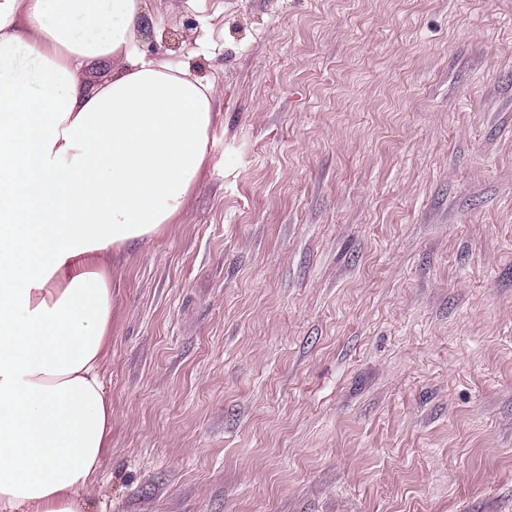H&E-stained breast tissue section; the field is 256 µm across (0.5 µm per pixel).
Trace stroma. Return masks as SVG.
Masks as SVG:
<instances>
[{
	"mask_svg": "<svg viewBox=\"0 0 512 512\" xmlns=\"http://www.w3.org/2000/svg\"><path fill=\"white\" fill-rule=\"evenodd\" d=\"M213 160L112 258L93 512H512V0H144Z\"/></svg>",
	"mask_w": 512,
	"mask_h": 512,
	"instance_id": "obj_1",
	"label": "stroma"
}]
</instances>
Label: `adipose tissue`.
Instances as JSON below:
<instances>
[{
	"label": "adipose tissue",
	"instance_id": "1",
	"mask_svg": "<svg viewBox=\"0 0 512 512\" xmlns=\"http://www.w3.org/2000/svg\"><path fill=\"white\" fill-rule=\"evenodd\" d=\"M143 0H0V512H91L112 435L105 255L208 158L215 86L150 58ZM110 71L92 84L89 63Z\"/></svg>",
	"mask_w": 512,
	"mask_h": 512
}]
</instances>
